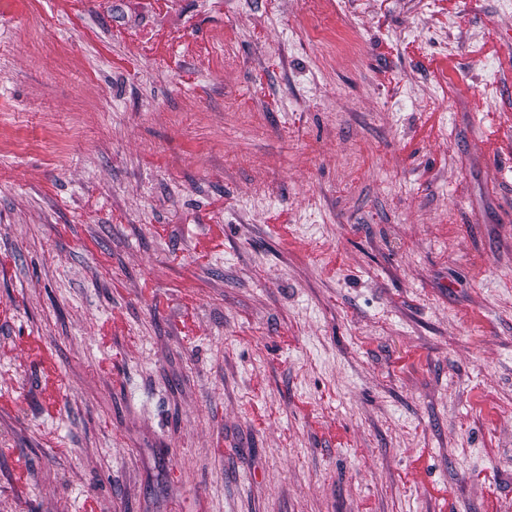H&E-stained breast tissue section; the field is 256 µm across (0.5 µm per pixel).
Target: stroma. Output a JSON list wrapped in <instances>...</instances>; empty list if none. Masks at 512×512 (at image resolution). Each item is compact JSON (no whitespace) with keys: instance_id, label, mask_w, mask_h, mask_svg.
I'll list each match as a JSON object with an SVG mask.
<instances>
[{"instance_id":"1","label":"stroma","mask_w":512,"mask_h":512,"mask_svg":"<svg viewBox=\"0 0 512 512\" xmlns=\"http://www.w3.org/2000/svg\"><path fill=\"white\" fill-rule=\"evenodd\" d=\"M304 2L0 0V512H512V0Z\"/></svg>"}]
</instances>
